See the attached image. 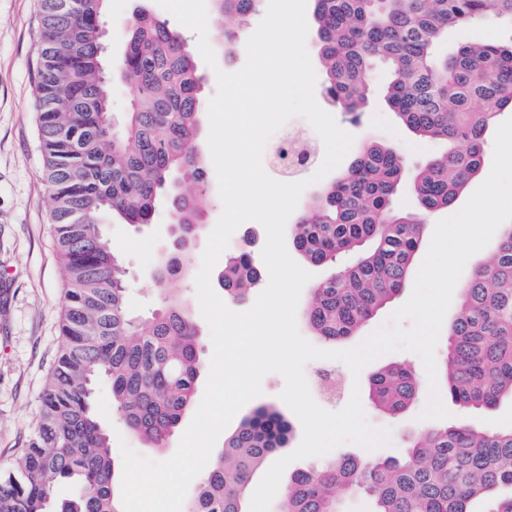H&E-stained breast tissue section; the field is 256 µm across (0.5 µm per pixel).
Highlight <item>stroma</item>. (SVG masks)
<instances>
[{"mask_svg":"<svg viewBox=\"0 0 512 512\" xmlns=\"http://www.w3.org/2000/svg\"><path fill=\"white\" fill-rule=\"evenodd\" d=\"M138 7L157 15L163 12L157 0H110L104 17L109 67H116L125 52L127 24ZM37 15L38 0H0V290L6 293L5 302L0 303L1 470L16 467L35 426L46 373L60 345L58 324L66 288L49 219L50 193L40 177L42 156L35 130ZM387 77V68L378 66L369 106L356 125L330 105L323 91H316L315 99L342 129L354 135V149L380 139L392 144L411 163L424 162L441 152L443 145L419 139L398 123L384 101ZM168 222V209L162 205L151 224L141 229L118 221L103 227L129 272L128 307L135 316L161 308L169 290L191 310L199 308L193 274L201 267L206 237H199L193 250L183 257L192 276L172 282L165 291L150 275ZM428 395V387H421L419 400L396 420L364 405L367 422L391 432L390 445L379 448V455H403L409 434L426 428L420 414ZM98 400L111 433L122 434L135 452L155 461L175 454L182 429L192 421L191 416H184L180 431L157 451L145 447L113 413L107 385H100Z\"/></svg>","mask_w":512,"mask_h":512,"instance_id":"obj_1","label":"stroma"}]
</instances>
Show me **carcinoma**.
<instances>
[{"label": "carcinoma", "instance_id": "cac0c4a2", "mask_svg": "<svg viewBox=\"0 0 512 512\" xmlns=\"http://www.w3.org/2000/svg\"><path fill=\"white\" fill-rule=\"evenodd\" d=\"M107 2L39 3L35 122L66 290L38 421L19 468L0 473V512H123L98 384L109 383L128 430L162 448L192 408L202 371L199 329L180 298L147 317L130 314L128 272L101 225L149 224L165 203L178 248L152 277L161 285L185 277L179 255L194 246L208 209L196 147L208 109L203 76L185 32L144 10L130 20L116 70L107 68ZM212 2L213 26L230 55L262 2ZM226 17L236 28H224ZM491 19L512 27V0H313L326 98L360 117L383 64L384 99L399 123L446 144L411 168L394 147L367 143L293 225L294 249L331 268L305 309L313 335L347 339L391 302L413 269L425 218L451 206L481 170L490 125L512 110V44L464 39L447 53L441 48L451 33ZM114 75L132 94L120 134L112 129ZM406 181L415 211L394 206ZM347 254L354 262L338 264ZM260 284L249 249L224 258L219 285L227 299L243 300ZM448 336L438 366L448 399L466 410L512 400V224L462 288ZM419 394L408 365H387L368 380L371 406L394 419ZM291 435L275 407H257L224 437L184 512H250L254 481ZM341 490L369 497L372 512H475L480 500L481 512H512V426L459 421L426 429L400 458L339 454L291 473L279 512H341Z\"/></svg>", "mask_w": 512, "mask_h": 512}]
</instances>
